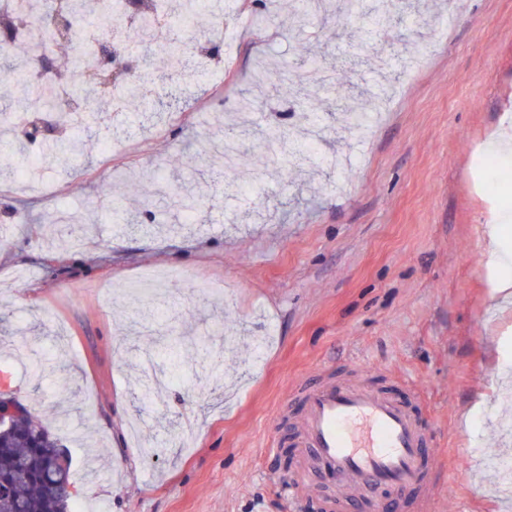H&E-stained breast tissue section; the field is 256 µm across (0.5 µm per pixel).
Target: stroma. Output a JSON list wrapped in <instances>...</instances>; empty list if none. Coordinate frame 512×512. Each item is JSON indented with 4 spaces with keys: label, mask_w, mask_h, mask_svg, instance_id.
Instances as JSON below:
<instances>
[{
    "label": "stroma",
    "mask_w": 512,
    "mask_h": 512,
    "mask_svg": "<svg viewBox=\"0 0 512 512\" xmlns=\"http://www.w3.org/2000/svg\"><path fill=\"white\" fill-rule=\"evenodd\" d=\"M223 14L248 26L222 81L158 89L175 124L129 105V148L105 160L90 146L45 173L40 197L0 176V387L65 448L73 500L93 512H321L310 487L283 488L278 413L307 376L365 363L421 397L430 461L453 474L437 512H512L503 471L481 462L512 458V302L496 297L485 242L495 206L512 204V162L487 165L512 113V0H410L392 25L314 19L299 0ZM300 59L331 75L307 86L320 108L265 92L225 189L201 114L234 112L259 64ZM349 89L382 98L366 135L338 121ZM270 128L293 151L264 163ZM184 182L203 205L189 222L168 210L178 230L114 223L112 198L133 212ZM149 270L189 286L130 304L124 289Z\"/></svg>",
    "instance_id": "obj_1"
}]
</instances>
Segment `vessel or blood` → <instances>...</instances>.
Masks as SVG:
<instances>
[{
	"label": "vessel or blood",
	"mask_w": 512,
	"mask_h": 512,
	"mask_svg": "<svg viewBox=\"0 0 512 512\" xmlns=\"http://www.w3.org/2000/svg\"><path fill=\"white\" fill-rule=\"evenodd\" d=\"M293 399L295 484L319 488L322 475L343 492L329 512H381L384 498L408 493V512H436L438 482L428 463L429 437L416 401L392 387L311 376Z\"/></svg>",
	"instance_id": "b4317fda"
}]
</instances>
